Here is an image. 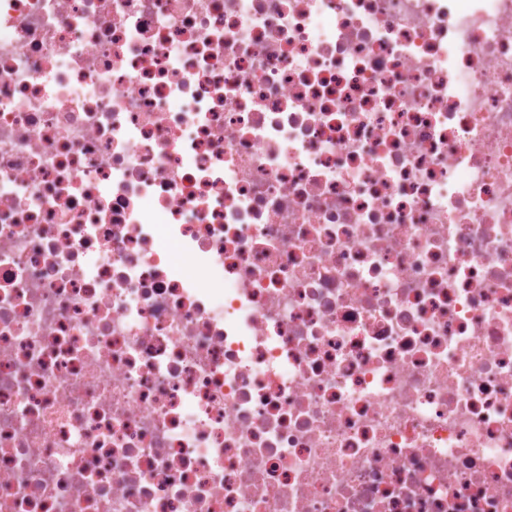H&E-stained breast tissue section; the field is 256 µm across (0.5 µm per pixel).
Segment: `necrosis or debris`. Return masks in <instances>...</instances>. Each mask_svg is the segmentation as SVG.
<instances>
[{
    "instance_id": "1",
    "label": "necrosis or debris",
    "mask_w": 512,
    "mask_h": 512,
    "mask_svg": "<svg viewBox=\"0 0 512 512\" xmlns=\"http://www.w3.org/2000/svg\"><path fill=\"white\" fill-rule=\"evenodd\" d=\"M0 512H512V0H0Z\"/></svg>"
}]
</instances>
